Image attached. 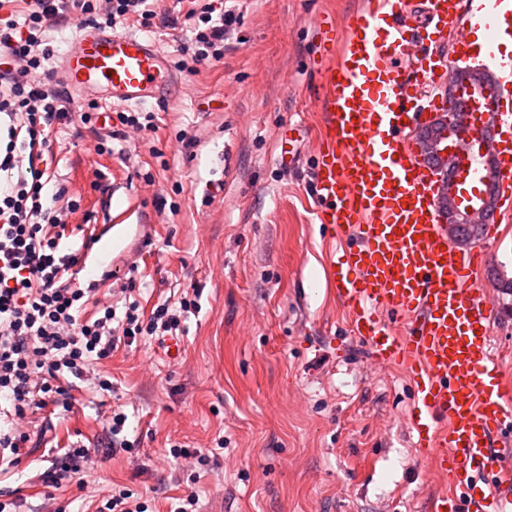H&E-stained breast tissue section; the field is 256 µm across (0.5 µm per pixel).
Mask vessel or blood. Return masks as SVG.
Here are the masks:
<instances>
[{"label":"vessel or blood","instance_id":"vessel-or-blood-1","mask_svg":"<svg viewBox=\"0 0 512 512\" xmlns=\"http://www.w3.org/2000/svg\"><path fill=\"white\" fill-rule=\"evenodd\" d=\"M454 36L455 56L411 55L419 29ZM324 132L313 151L316 217L329 236L348 240L329 283L373 363L403 369L414 395L406 424L420 455L434 461L448 489L431 512H512V468H496L512 450L494 448L512 434V397L497 377L490 344L495 299L475 288L485 263L477 247L452 244L439 209L437 176L416 148V135L437 115L463 111L448 137L456 185L465 201H481L488 167L497 172L494 207L512 211V0H364L342 19L321 15ZM441 72L459 91L415 108L417 88L405 59ZM61 80L96 91L102 105L167 101L178 79L152 40L112 27H81ZM108 245L93 237L75 280H93Z\"/></svg>","mask_w":512,"mask_h":512}]
</instances>
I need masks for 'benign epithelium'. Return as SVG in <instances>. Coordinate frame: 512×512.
I'll use <instances>...</instances> for the list:
<instances>
[{
  "instance_id": "7a95c632",
  "label": "benign epithelium",
  "mask_w": 512,
  "mask_h": 512,
  "mask_svg": "<svg viewBox=\"0 0 512 512\" xmlns=\"http://www.w3.org/2000/svg\"><path fill=\"white\" fill-rule=\"evenodd\" d=\"M451 116L437 117L430 128L417 139V149L425 157L433 159L441 172L440 178V211L443 221L448 224L454 234V241L464 244L472 240L468 231L485 223L490 209L495 188L496 172L488 167L482 191L484 207L481 209H467L461 205L460 199L454 190V161L448 149V124Z\"/></svg>"
}]
</instances>
